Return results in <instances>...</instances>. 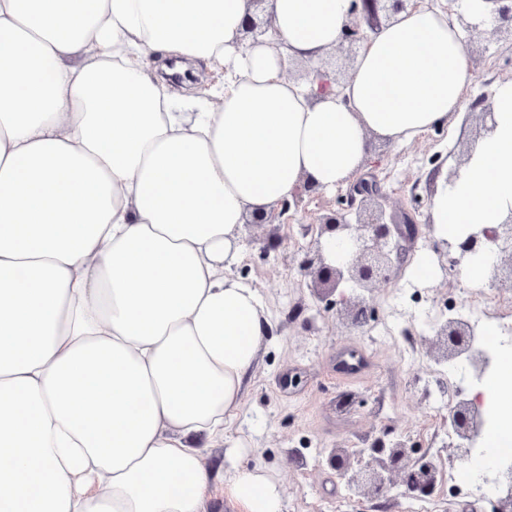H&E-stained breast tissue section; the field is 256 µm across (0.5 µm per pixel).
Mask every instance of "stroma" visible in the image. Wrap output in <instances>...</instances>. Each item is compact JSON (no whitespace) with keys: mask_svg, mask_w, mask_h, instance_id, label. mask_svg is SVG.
<instances>
[{"mask_svg":"<svg viewBox=\"0 0 512 512\" xmlns=\"http://www.w3.org/2000/svg\"><path fill=\"white\" fill-rule=\"evenodd\" d=\"M503 33L484 28L466 36L474 77L467 86L465 109L410 142L370 137L363 172L375 174L384 191L418 225L430 222L438 175L463 165L483 133L488 104L500 81L512 78V47ZM349 185L305 194L285 216L243 230V251L228 276L254 288L271 312V329L243 387L242 409L229 423L230 435L246 442L238 456L210 449L214 470L232 472L248 465L274 477L282 512H341L337 502L345 485L329 465L336 448H362L380 430L396 425L405 406L417 410L435 398L429 389L430 359L425 340L433 333L425 306L463 297L460 268L434 255L440 272L421 302L412 299L405 280L367 292L376 318L349 329L337 310L326 309L311 293L299 261L315 245L309 225L328 213L343 212ZM413 337L419 357L398 360L400 337ZM351 390L358 401L340 407L338 396Z\"/></svg>","mask_w":512,"mask_h":512,"instance_id":"1","label":"stroma"}]
</instances>
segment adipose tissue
Instances as JSON below:
<instances>
[{
    "instance_id": "adipose-tissue-1",
    "label": "adipose tissue",
    "mask_w": 512,
    "mask_h": 512,
    "mask_svg": "<svg viewBox=\"0 0 512 512\" xmlns=\"http://www.w3.org/2000/svg\"><path fill=\"white\" fill-rule=\"evenodd\" d=\"M351 0H0V512H208L207 453L271 326L226 276L247 217L362 167L462 111L473 79L442 11L399 13L342 87L287 80L336 50ZM224 70L216 102L169 96L149 56ZM490 132L432 200V234L512 213V80ZM487 458L512 443V357ZM243 512H281L276 482L236 468Z\"/></svg>"
}]
</instances>
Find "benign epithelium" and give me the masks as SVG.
I'll list each match as a JSON object with an SVG mask.
<instances>
[{"label": "benign epithelium", "instance_id": "1", "mask_svg": "<svg viewBox=\"0 0 512 512\" xmlns=\"http://www.w3.org/2000/svg\"><path fill=\"white\" fill-rule=\"evenodd\" d=\"M487 2L494 5L497 30L508 32L512 44V0ZM409 7L417 8V0H352L350 18L342 32V38L349 41L347 55L356 57L370 34ZM348 207L345 215L329 214L320 218L316 248L302 260L303 270L310 277V288L320 301L346 288L369 290L388 286L394 279L397 264L404 259L396 242L409 241L418 235L412 217L391 205L378 184L372 187L356 182L350 190ZM331 233L349 243L348 257L334 265L328 263L322 244L323 238ZM442 246L445 253H455V264L467 263L481 250L490 248L496 255L494 285L512 288V214L493 227L474 228L460 242L444 240ZM343 316L349 325L360 327L367 323L366 306L348 296ZM471 335L469 325L463 321L440 322L434 326V334L425 340L427 355L433 362L443 364L468 353L478 367L480 359L470 346ZM450 416L460 439L455 451L463 459L486 422L481 400L461 402L451 410ZM329 463L361 498L378 497L399 484L421 495L435 489L433 463L412 457L411 449L402 442L388 448H339L334 450Z\"/></svg>", "mask_w": 512, "mask_h": 512}]
</instances>
